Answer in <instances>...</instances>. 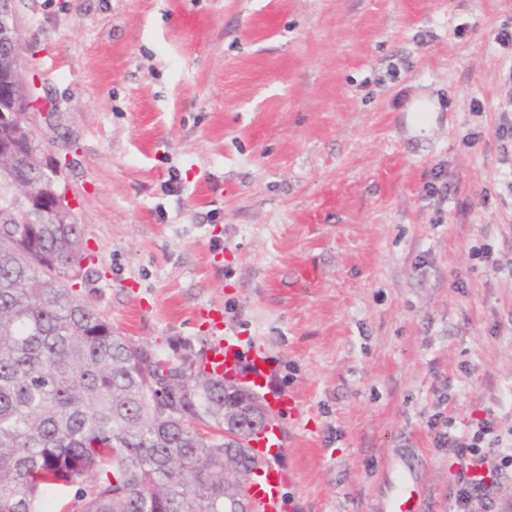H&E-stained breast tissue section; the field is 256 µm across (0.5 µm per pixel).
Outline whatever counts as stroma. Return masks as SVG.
<instances>
[{
    "label": "stroma",
    "instance_id": "1",
    "mask_svg": "<svg viewBox=\"0 0 512 512\" xmlns=\"http://www.w3.org/2000/svg\"><path fill=\"white\" fill-rule=\"evenodd\" d=\"M36 138L133 342L210 341L222 310L272 357L286 512H371L404 449L453 512L456 428L512 413V193L494 131L512 0H15ZM438 112L414 126L408 104ZM481 111H474V103ZM480 137L465 147L466 133ZM444 169L447 200L425 185Z\"/></svg>",
    "mask_w": 512,
    "mask_h": 512
}]
</instances>
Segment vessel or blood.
Instances as JSON below:
<instances>
[{
    "label": "vessel or blood",
    "instance_id": "1",
    "mask_svg": "<svg viewBox=\"0 0 512 512\" xmlns=\"http://www.w3.org/2000/svg\"><path fill=\"white\" fill-rule=\"evenodd\" d=\"M217 334L207 350L203 369L214 377H228L246 383L256 392H264L270 375V356L258 338L236 333H221V315L202 311ZM260 468L249 486V499L255 512H284L285 491L293 481L292 473L279 459L288 451L280 430L265 429L249 442ZM423 462L414 452L403 451L384 467L376 512H423Z\"/></svg>",
    "mask_w": 512,
    "mask_h": 512
}]
</instances>
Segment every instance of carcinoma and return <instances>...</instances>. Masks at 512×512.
Here are the masks:
<instances>
[{"label": "carcinoma", "mask_w": 512, "mask_h": 512, "mask_svg": "<svg viewBox=\"0 0 512 512\" xmlns=\"http://www.w3.org/2000/svg\"><path fill=\"white\" fill-rule=\"evenodd\" d=\"M39 182L0 152V512H41L52 489L59 512H238L224 484L256 461L236 418L261 397L202 371L203 346L164 354L114 328L84 296L80 225Z\"/></svg>", "instance_id": "carcinoma-1"}]
</instances>
